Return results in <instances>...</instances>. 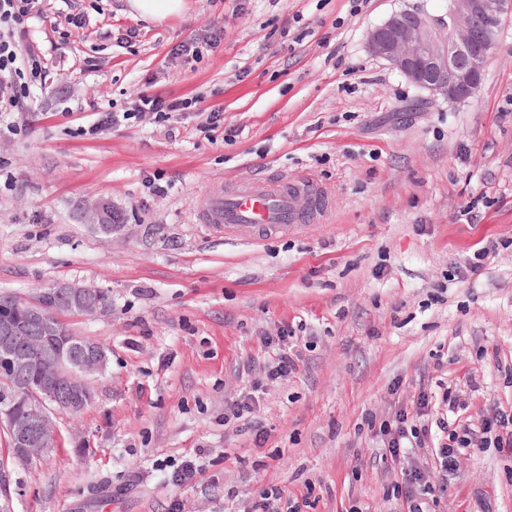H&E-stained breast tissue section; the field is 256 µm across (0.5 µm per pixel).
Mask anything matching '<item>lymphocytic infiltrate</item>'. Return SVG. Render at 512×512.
Returning a JSON list of instances; mask_svg holds the SVG:
<instances>
[{
  "instance_id": "1",
  "label": "lymphocytic infiltrate",
  "mask_w": 512,
  "mask_h": 512,
  "mask_svg": "<svg viewBox=\"0 0 512 512\" xmlns=\"http://www.w3.org/2000/svg\"><path fill=\"white\" fill-rule=\"evenodd\" d=\"M34 0H0V108L13 111L27 97L32 83L45 81V69L34 50H21L16 39L23 33L31 17ZM190 101H167L155 95H141L125 112H110L93 124L81 127L80 135L96 137L107 128L130 119L151 116L155 121H169L172 113L184 111ZM457 401L451 391H443L435 399L420 393L413 412L398 410L392 420L381 422L378 433L386 454L401 468L405 492L401 512H428L431 504L440 501L447 485L421 482L414 470L401 467L405 454L424 447L427 440L437 443L436 456L441 471H455L457 461L466 449L494 446L512 454V413H497L478 425H462L449 419Z\"/></svg>"
}]
</instances>
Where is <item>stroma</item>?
I'll list each match as a JSON object with an SVG mask.
<instances>
[{
    "label": "stroma",
    "mask_w": 512,
    "mask_h": 512,
    "mask_svg": "<svg viewBox=\"0 0 512 512\" xmlns=\"http://www.w3.org/2000/svg\"><path fill=\"white\" fill-rule=\"evenodd\" d=\"M412 7L448 16V0H187L149 24L118 0H37L20 42L48 81L0 116V292L108 291L107 315L63 320L112 354L56 447L11 466L14 512H249L274 485L305 512H395L371 421L446 386L462 423L512 409V18L474 96L450 104L367 49ZM191 37L197 55L173 57ZM143 94L197 104L78 135ZM291 175L328 196L324 222L249 244L196 224L200 193ZM93 195L112 236L82 219ZM286 325L297 369L270 380L260 339ZM254 385L261 444L224 422ZM434 458L408 461L447 481L436 512H512V456L483 448L446 477ZM185 460L201 471L179 485Z\"/></svg>",
    "instance_id": "35a3bbf8"
}]
</instances>
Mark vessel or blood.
I'll return each mask as SVG.
<instances>
[{"label":"vessel or blood","instance_id":"obj_1","mask_svg":"<svg viewBox=\"0 0 512 512\" xmlns=\"http://www.w3.org/2000/svg\"><path fill=\"white\" fill-rule=\"evenodd\" d=\"M326 201L307 181L289 177L271 184L248 179L197 200L198 220L208 231L242 241L287 235L326 214Z\"/></svg>","mask_w":512,"mask_h":512}]
</instances>
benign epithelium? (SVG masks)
Returning a JSON list of instances; mask_svg holds the SVG:
<instances>
[{
	"instance_id": "obj_1",
	"label": "benign epithelium",
	"mask_w": 512,
	"mask_h": 512,
	"mask_svg": "<svg viewBox=\"0 0 512 512\" xmlns=\"http://www.w3.org/2000/svg\"><path fill=\"white\" fill-rule=\"evenodd\" d=\"M512 17V0H448V23L421 9L393 12L369 31L367 47L414 87L433 99L461 103L471 98L482 82L485 66L494 53L503 21ZM85 216L91 227L104 236L112 235L110 203L97 198L88 203ZM53 292L72 310L101 315L107 309L95 297L92 286L58 282ZM45 315L33 302L23 321L0 318V368L18 376L29 367L27 347L40 350L43 377L29 400L39 401L33 415L17 416L13 408L0 412V424L8 426L14 447L30 460L57 441L54 416L61 411H82L87 377L105 369L106 354L94 344H85L78 358L61 351L41 336L31 335L35 326L45 325Z\"/></svg>"
}]
</instances>
